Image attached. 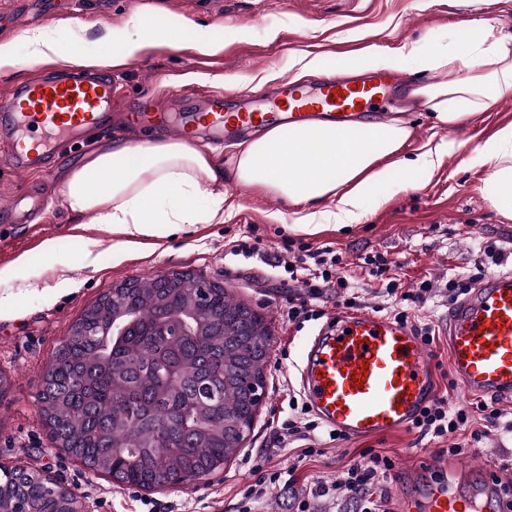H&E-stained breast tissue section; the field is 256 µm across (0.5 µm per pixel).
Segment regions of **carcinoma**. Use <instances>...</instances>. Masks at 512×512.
Masks as SVG:
<instances>
[{
	"label": "carcinoma",
	"instance_id": "cac0c4a2",
	"mask_svg": "<svg viewBox=\"0 0 512 512\" xmlns=\"http://www.w3.org/2000/svg\"><path fill=\"white\" fill-rule=\"evenodd\" d=\"M113 293L87 308L57 347L42 378L43 423L85 468L141 488L224 467L237 453L232 422L249 420L242 379L260 376L262 319L222 288L197 305L202 336H173L158 318L184 299L179 288H136L117 298L138 309L122 345L112 342ZM10 509L54 512L64 498L49 479L0 467Z\"/></svg>",
	"mask_w": 512,
	"mask_h": 512
}]
</instances>
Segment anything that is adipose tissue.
<instances>
[{"label": "adipose tissue", "instance_id": "obj_1", "mask_svg": "<svg viewBox=\"0 0 512 512\" xmlns=\"http://www.w3.org/2000/svg\"><path fill=\"white\" fill-rule=\"evenodd\" d=\"M187 29L185 22L167 16L148 26L134 22L129 31L106 26L94 48L87 49L82 31H74L67 47L54 30L40 28L25 37L26 57H19L14 44L0 43V73L54 59L80 68L109 67L139 55L154 39L179 41ZM411 63L445 73V80L414 91L444 127L496 108L512 92V37L500 35L490 20L472 21L446 50L406 45L391 55L371 45L361 56L337 61L336 67L403 69ZM411 136V127L399 118L350 126L314 120L269 128L241 143L227 166L211 147L187 141H106L65 174L62 197L70 212L92 214L96 224L111 232L110 248L117 252L162 228L176 232L186 224L223 223L228 180L294 204L292 222L299 230L356 224L365 201L381 185H389L395 195L431 180L444 157L459 148L452 140L429 139L407 157L403 149ZM471 161L488 167L485 197L512 220V126L476 145Z\"/></svg>", "mask_w": 512, "mask_h": 512}]
</instances>
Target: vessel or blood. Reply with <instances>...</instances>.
I'll list each match as a JSON object with an SVG mask.
<instances>
[{
  "mask_svg": "<svg viewBox=\"0 0 512 512\" xmlns=\"http://www.w3.org/2000/svg\"><path fill=\"white\" fill-rule=\"evenodd\" d=\"M112 76L80 71L17 85L0 102V140L20 173L49 171L55 154L80 146L88 135L108 132ZM386 73L341 74L325 70L310 85L285 81L270 106L248 104L228 112L206 101L187 122L146 113L172 136L187 128L210 137H239L264 126L290 125L329 116L356 120L390 91ZM448 366L462 395L512 401V269L485 275L448 313ZM366 370L363 385L351 374ZM306 399L333 430L352 438L406 429L436 397L432 360L409 326L362 311L337 315L330 329L306 347L301 367ZM419 512H512L498 481L468 474L448 487L418 485Z\"/></svg>",
  "mask_w": 512,
  "mask_h": 512,
  "instance_id": "1",
  "label": "vessel or blood"
}]
</instances>
